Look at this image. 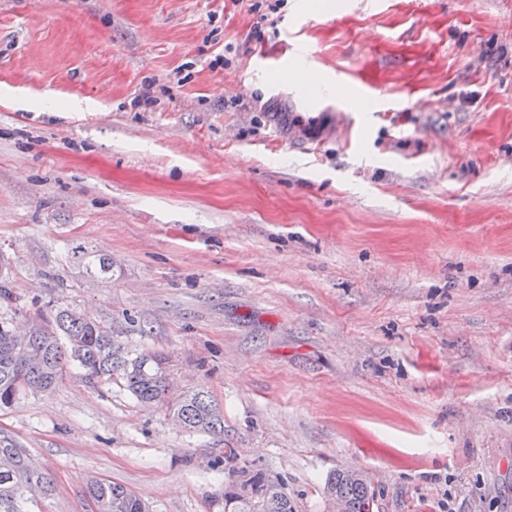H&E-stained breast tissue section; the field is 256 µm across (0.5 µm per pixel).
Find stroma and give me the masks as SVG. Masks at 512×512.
Segmentation results:
<instances>
[{"label":"stroma","mask_w":512,"mask_h":512,"mask_svg":"<svg viewBox=\"0 0 512 512\" xmlns=\"http://www.w3.org/2000/svg\"><path fill=\"white\" fill-rule=\"evenodd\" d=\"M379 2L0 0V321L76 309L224 412L191 432L75 366L20 394L43 512L92 479L224 512L256 470L332 512L346 468L373 512H512V0ZM73 252L74 258L78 259L79 265L82 264L83 273L87 278L94 280H107L112 277V261L106 254H94L82 252L78 256ZM85 259V261H84ZM323 492L332 504L333 511L372 512L373 493L367 477L358 470L331 473L325 481Z\"/></svg>","instance_id":"1"}]
</instances>
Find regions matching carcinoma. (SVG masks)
I'll return each mask as SVG.
<instances>
[{"instance_id":"obj_1","label":"carcinoma","mask_w":512,"mask_h":512,"mask_svg":"<svg viewBox=\"0 0 512 512\" xmlns=\"http://www.w3.org/2000/svg\"><path fill=\"white\" fill-rule=\"evenodd\" d=\"M86 277L112 278V261L106 254L76 256ZM77 364L88 380H113L139 402L157 404L172 414L183 428L221 435L224 412L204 391L174 395L168 366L158 352H136L107 328L71 309L52 318L32 321L25 336L0 325V408L9 406L26 377L32 393L52 390ZM53 492L52 480L12 439L0 438V512H32L34 497ZM323 492L336 512H371L373 493L367 477L354 469L331 473ZM94 512H148L146 503L116 483L95 481L87 486ZM232 512H293L288 496L259 472L251 471L224 492Z\"/></svg>"}]
</instances>
